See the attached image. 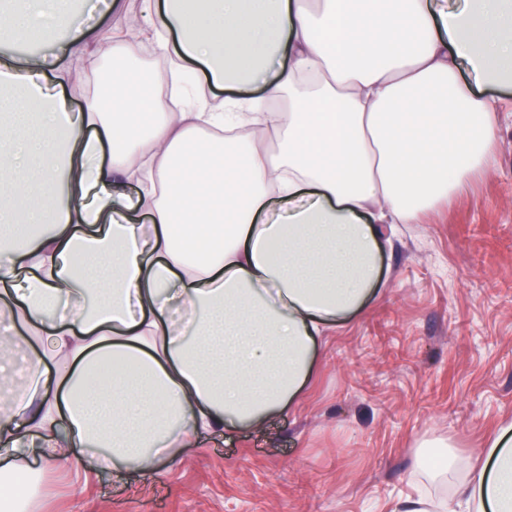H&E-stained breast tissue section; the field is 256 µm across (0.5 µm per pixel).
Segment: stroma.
Masks as SVG:
<instances>
[{
	"mask_svg": "<svg viewBox=\"0 0 512 512\" xmlns=\"http://www.w3.org/2000/svg\"><path fill=\"white\" fill-rule=\"evenodd\" d=\"M109 0H64L79 26L125 25ZM378 293L318 339L296 401L258 427L193 438L147 475L36 470L26 512H394L452 499L487 441L512 423V111L473 185L416 224L378 227ZM440 442L446 468H427Z\"/></svg>",
	"mask_w": 512,
	"mask_h": 512,
	"instance_id": "obj_1",
	"label": "stroma"
}]
</instances>
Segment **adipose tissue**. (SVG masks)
<instances>
[{"label":"adipose tissue","mask_w":512,"mask_h":512,"mask_svg":"<svg viewBox=\"0 0 512 512\" xmlns=\"http://www.w3.org/2000/svg\"><path fill=\"white\" fill-rule=\"evenodd\" d=\"M21 2L0 29L57 58L154 43L170 86L197 64L203 90L172 111L128 70L77 110L69 71L0 63L24 88L0 96V322L44 343L0 414L1 475L92 444L150 473L193 435L262 424L371 294L378 225L417 223L493 160L501 101L480 89L512 64V0H142L108 39ZM210 85L242 95L216 105ZM482 454L456 498L512 512V428Z\"/></svg>","instance_id":"obj_1"}]
</instances>
